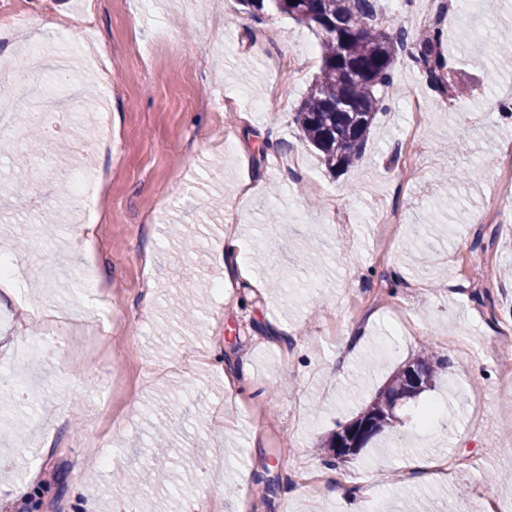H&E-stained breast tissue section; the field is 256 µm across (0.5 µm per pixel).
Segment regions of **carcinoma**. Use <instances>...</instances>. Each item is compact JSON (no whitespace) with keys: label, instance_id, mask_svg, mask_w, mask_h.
I'll return each mask as SVG.
<instances>
[{"label":"carcinoma","instance_id":"carcinoma-1","mask_svg":"<svg viewBox=\"0 0 512 512\" xmlns=\"http://www.w3.org/2000/svg\"><path fill=\"white\" fill-rule=\"evenodd\" d=\"M254 17L271 4L279 13L316 29L320 37L321 66L308 96L295 112L294 122L301 138L316 150L319 160L331 171H342L362 157L370 129L378 112L384 110L379 89L392 84L396 52L406 34L383 28L375 0H241ZM442 34L430 30L414 45L411 57L422 66L429 82L444 88L447 67L441 52ZM448 362L434 354L407 363L387 386L361 411L372 436L394 427L391 416L396 396L413 390L414 399L429 389L436 370ZM341 430L330 433L321 448L331 458L339 457Z\"/></svg>","mask_w":512,"mask_h":512}]
</instances>
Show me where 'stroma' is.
<instances>
[{
	"label": "stroma",
	"mask_w": 512,
	"mask_h": 512,
	"mask_svg": "<svg viewBox=\"0 0 512 512\" xmlns=\"http://www.w3.org/2000/svg\"><path fill=\"white\" fill-rule=\"evenodd\" d=\"M37 14L4 52L9 91L29 83L24 46L84 59L88 8L112 76L49 71L66 146L42 157L39 207L11 139L0 140V248L18 252L0 302V512H344L321 481L362 491L354 512H459L512 503V117L483 109L512 93L495 40L512 0H464L443 37L447 94L405 54L362 158L330 173L294 115L321 65L314 30L238 0H0ZM465 88L459 110L455 88ZM106 111L111 152L86 148L84 114ZM420 112L424 149L406 134ZM293 158L277 167L265 149ZM477 169L449 192L445 173ZM110 172L108 204L71 238L79 174ZM263 182L237 196L242 175ZM237 224L261 281L224 292V225ZM429 245L416 263L417 240ZM49 244L58 272L39 271ZM62 314L70 341H50ZM34 351L21 357L22 343ZM448 357L393 428L340 461L320 448L423 347ZM244 382L226 403L224 376ZM453 458L428 480L429 457ZM38 480L27 495L14 484ZM274 484L264 492L257 478ZM139 494H130L131 485Z\"/></svg>",
	"instance_id": "obj_1"
}]
</instances>
